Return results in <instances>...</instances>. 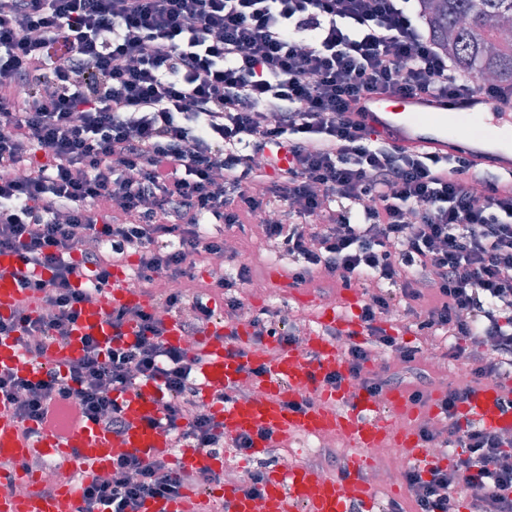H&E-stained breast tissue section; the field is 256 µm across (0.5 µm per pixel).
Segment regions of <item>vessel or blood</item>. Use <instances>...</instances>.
I'll return each mask as SVG.
<instances>
[{"label": "vessel or blood", "mask_w": 512, "mask_h": 512, "mask_svg": "<svg viewBox=\"0 0 512 512\" xmlns=\"http://www.w3.org/2000/svg\"><path fill=\"white\" fill-rule=\"evenodd\" d=\"M357 119L370 131L373 140L408 153L439 156L462 155L476 167L512 171V111L476 95L450 99L439 96L397 97L372 93L360 98ZM19 254L0 251V315L11 316L28 302L29 296L19 279L32 275ZM151 293L131 284L125 275L113 274L107 286L95 292L81 306L70 338L64 345L51 346L46 353L57 367H65L83 353V337L94 336L110 342L112 312L133 306L150 307ZM319 331L309 336L308 353L286 348L275 355L261 353L248 340L250 327L216 325L193 346L202 358L199 372L205 393L214 394L252 385L255 393L227 403L214 411L226 437L248 434L257 451L292 434L314 436L332 431L344 436L358 453L347 464L345 474L328 477L304 466L273 468L266 472L262 501L264 512H349L352 504L372 508L373 494L363 477V454L392 443L410 459L424 460L426 450L411 430L389 439V415H384L369 394L350 397L347 387L323 385L324 376L343 371V357L334 341L322 331L335 329L340 336L360 333L358 321L334 309L318 311ZM237 338L227 346L226 335ZM263 367L259 377L250 369ZM0 368L14 369L36 379L42 376L41 363L25 359L15 337L0 336ZM161 395L157 382L148 380L124 392L119 403L128 424L123 434H113L69 411L68 422L58 426L49 422L36 425L34 433L23 435L16 420L0 415V482L24 483L27 473L3 468L6 460L20 455H51L62 465L83 470L92 478L111 470L113 461L131 453L142 458L165 457L174 469L191 471L218 469L215 455L187 446L174 451L172 440L162 426H151L147 417L156 415ZM463 409L469 420L499 433H512V410L502 404L496 384L476 387ZM224 512H254L252 497L235 486H221L215 495ZM202 495L190 489L177 498L145 499L139 512H199ZM76 487L44 493L35 489L22 500L0 497V512H78Z\"/></svg>", "instance_id": "vessel-or-blood-1"}]
</instances>
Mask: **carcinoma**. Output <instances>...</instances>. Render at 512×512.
Instances as JSON below:
<instances>
[{"label":"carcinoma","mask_w":512,"mask_h":512,"mask_svg":"<svg viewBox=\"0 0 512 512\" xmlns=\"http://www.w3.org/2000/svg\"><path fill=\"white\" fill-rule=\"evenodd\" d=\"M436 45L453 69L474 78L492 77L512 86V40L500 25L512 22V0H421Z\"/></svg>","instance_id":"carcinoma-1"}]
</instances>
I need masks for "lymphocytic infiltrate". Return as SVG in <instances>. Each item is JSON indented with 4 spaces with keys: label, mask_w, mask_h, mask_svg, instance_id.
Instances as JSON below:
<instances>
[{
    "label": "lymphocytic infiltrate",
    "mask_w": 512,
    "mask_h": 512,
    "mask_svg": "<svg viewBox=\"0 0 512 512\" xmlns=\"http://www.w3.org/2000/svg\"><path fill=\"white\" fill-rule=\"evenodd\" d=\"M369 92L512 107L511 88L449 66L420 0H0V250L52 273L21 281L41 314L0 319V335L18 332L24 357L42 359L128 253L138 281L191 283L200 261L225 256L208 225L262 215L263 236L304 260L293 287L372 284L359 315L370 344L350 346L345 372L324 384L396 388L388 365L368 369L391 351L418 380V402L423 350L466 359L470 385L449 389L439 424L419 430L430 442L441 427L456 459L402 473L419 512H512V442L458 415L472 388L512 380V178L377 143L353 117ZM184 298L113 313L114 332L137 322L133 344L85 337L80 358L37 380L0 370V406L25 425L76 404L118 435L120 393L154 380L174 442L218 453L224 434L199 409L201 358L164 342L167 316L195 330L215 314ZM401 305L427 348L380 326ZM72 479L78 512H138L217 475L128 454L111 481Z\"/></svg>",
    "instance_id": "lymphocytic-infiltrate-1"
}]
</instances>
